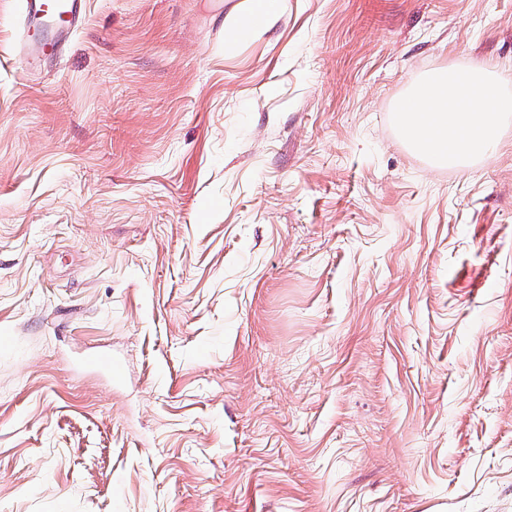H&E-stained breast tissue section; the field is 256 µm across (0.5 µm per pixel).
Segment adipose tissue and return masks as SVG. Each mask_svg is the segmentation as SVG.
I'll use <instances>...</instances> for the list:
<instances>
[{
  "instance_id": "adipose-tissue-1",
  "label": "adipose tissue",
  "mask_w": 512,
  "mask_h": 512,
  "mask_svg": "<svg viewBox=\"0 0 512 512\" xmlns=\"http://www.w3.org/2000/svg\"><path fill=\"white\" fill-rule=\"evenodd\" d=\"M492 67L436 72L419 82L399 106L400 125L433 163L466 167L497 146L512 98L498 91Z\"/></svg>"
}]
</instances>
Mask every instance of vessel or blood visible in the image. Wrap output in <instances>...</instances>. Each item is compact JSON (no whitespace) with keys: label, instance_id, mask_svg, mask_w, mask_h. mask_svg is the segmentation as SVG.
Segmentation results:
<instances>
[{"label":"vessel or blood","instance_id":"b4317fda","mask_svg":"<svg viewBox=\"0 0 512 512\" xmlns=\"http://www.w3.org/2000/svg\"><path fill=\"white\" fill-rule=\"evenodd\" d=\"M84 20L85 0H21V51L30 71L45 58L60 57Z\"/></svg>","mask_w":512,"mask_h":512}]
</instances>
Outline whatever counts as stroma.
I'll return each instance as SVG.
<instances>
[{
    "label": "stroma",
    "instance_id": "stroma-1",
    "mask_svg": "<svg viewBox=\"0 0 512 512\" xmlns=\"http://www.w3.org/2000/svg\"><path fill=\"white\" fill-rule=\"evenodd\" d=\"M251 2L87 0L34 75L0 0V512H512V124L396 120L512 0Z\"/></svg>",
    "mask_w": 512,
    "mask_h": 512
}]
</instances>
